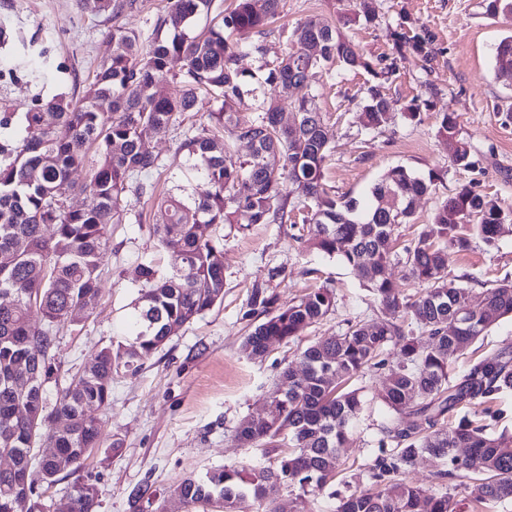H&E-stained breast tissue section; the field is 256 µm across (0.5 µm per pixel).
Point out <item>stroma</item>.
<instances>
[{
  "label": "stroma",
  "mask_w": 512,
  "mask_h": 512,
  "mask_svg": "<svg viewBox=\"0 0 512 512\" xmlns=\"http://www.w3.org/2000/svg\"><path fill=\"white\" fill-rule=\"evenodd\" d=\"M488 0H375L376 18L344 26L343 32L370 63L396 60L398 70L383 85L388 119L378 130L365 129L361 100L375 78L366 70L333 69L303 87H276L274 95L285 118L304 97L314 98L325 115L331 153L325 183L339 196L365 199L389 168L404 166L419 174L439 176L436 193L421 200L409 223L394 232L393 249L403 253L437 204L462 187L497 199L512 210V87L496 79L495 49L512 35V15L491 16ZM166 0H138L117 22L152 31ZM348 0H283L269 26L266 55L240 50L238 67L247 75V89L264 78L262 64L281 56L301 22L318 17L337 23ZM110 14L86 7L84 0H0V24L10 35L0 46V112L26 111L32 98L60 94L81 96L98 67L112 54L106 37ZM426 31L429 62L398 57L394 35ZM419 102L416 118L407 108ZM457 118L461 138L471 145V164L453 162L446 139L439 137L443 113ZM191 113L176 118L166 132L152 134L159 167L150 175L158 192L188 196L195 184L187 179L188 161L176 153L179 141L201 123ZM131 217L110 228V248L100 280V298L84 321L65 326L54 349L59 382L68 385L75 373L89 368L96 352L122 340L139 296L138 266L148 262L167 274L171 256L154 232L155 202H131ZM224 298L170 336L145 357L136 373H119L112 382V406L101 426L102 445L83 467L44 487L42 504L57 500L77 483L99 490L98 512H132L130 494L150 486L167 512H189L169 489L188 475H202L221 466L273 462L264 448L246 446L235 437L241 420L263 413L282 371L296 365L301 351L324 336L335 335L347 321L380 316V305L367 287L339 259L310 249L299 240L298 227L288 224L224 225ZM453 275L467 276L472 302L504 279L512 280V225L495 245L473 238L471 248L449 256ZM324 286L336 306L324 320L302 331L291 343L273 344L261 360L247 357L243 340L258 324L249 313L254 289L288 305ZM512 350V318L491 327L452 366L461 373L470 360ZM385 375L372 370L356 379L367 410L352 430L346 460L326 490L300 494L281 486L278 512H334L337 497L361 487V469L377 452L386 408L376 394ZM119 450H111L113 440Z\"/></svg>",
  "instance_id": "stroma-1"
}]
</instances>
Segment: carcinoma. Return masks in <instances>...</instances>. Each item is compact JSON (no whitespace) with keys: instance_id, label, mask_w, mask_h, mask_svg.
I'll return each mask as SVG.
<instances>
[{"instance_id":"1","label":"carcinoma","mask_w":512,"mask_h":512,"mask_svg":"<svg viewBox=\"0 0 512 512\" xmlns=\"http://www.w3.org/2000/svg\"><path fill=\"white\" fill-rule=\"evenodd\" d=\"M281 2L264 0L259 9L256 0H236L212 27L191 36L187 29L211 10L212 0H168L147 36L112 25L107 32L112 55L80 98L35 97L21 114L0 113V456L12 460L11 469H0V512L36 501L42 484L80 469L86 454L101 445V417L87 414L86 408L94 405L103 414L111 408L113 375L137 370L175 331L223 299L224 243L214 226L286 224L293 193L308 206L303 218L307 243L367 282L381 316L349 322L336 335L307 346L299 365L281 373L269 397L270 413L246 418L237 428L246 445L273 447L286 436L291 451L270 466H224L203 477L189 475L170 493L192 512H246L250 502L276 512L275 494L283 485L304 494L323 490L336 475L350 430L365 408L362 390L347 385L381 369L387 374L378 399L390 416L366 470L369 488L339 498L335 512H453L450 494L400 479L425 455L443 460L440 480L478 476L475 501L512 500V434H491L466 414L512 392V351L476 361L459 375L448 374L453 360L512 316V280L486 290L481 305L474 306L467 289L455 284L448 252L469 250L474 236L495 244L501 221L512 220V212L464 187L439 203L401 258L391 248L394 228L432 193L434 176L397 166L380 177L365 201L338 199L323 183L329 140L313 98L302 99L297 122L283 128L279 107L264 92L253 96L257 118L240 122L235 107L243 100L245 82L234 36L253 35L248 50L264 57L267 23L280 13ZM135 4L99 0V10L116 19ZM397 41L399 49L428 61L425 33H400ZM333 62L372 69L339 28L310 18L265 84H305ZM494 70L497 79L512 85V35L497 45ZM167 75L179 84V95L146 92ZM210 97L222 101V111L208 113L209 122L177 145V153L193 161L196 196L187 201L170 195L157 204L155 232L171 254L170 273L159 277L150 264L140 265L144 288L129 339L102 348L90 371L57 391L47 408L45 388L55 379L57 335L77 323L73 312L86 319L97 307L109 225L126 221L130 199L155 195L145 175L159 167L158 156L142 139L144 128L164 132L175 114L193 112ZM387 109L380 86H369L364 127H383ZM47 113L54 122H45ZM438 133L454 143L453 162L470 166L471 147L460 137L453 114L443 113ZM238 142L251 147L245 159L234 157ZM78 168L88 169L81 187L88 203L72 209L60 188ZM46 227L52 228L49 237ZM397 265L418 290L405 293L395 286ZM270 304L260 289L254 290L251 311L264 319L244 340L253 359L266 356L270 337L293 341L326 317L336 300L323 287L274 311ZM452 321L457 333L450 336ZM391 348L396 350L392 361L385 358ZM35 351L42 359L33 364ZM29 363L34 382L20 393L18 368ZM40 446L54 449L53 455H38ZM97 506L96 485L83 483L55 500L53 512H96Z\"/></svg>"}]
</instances>
